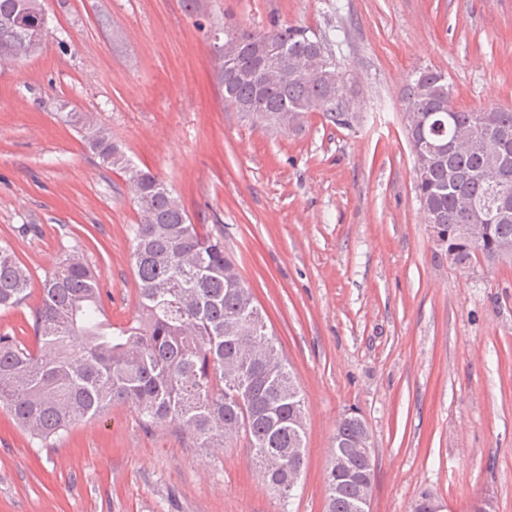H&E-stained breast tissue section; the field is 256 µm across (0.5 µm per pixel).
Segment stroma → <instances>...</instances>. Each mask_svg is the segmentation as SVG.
I'll use <instances>...</instances> for the list:
<instances>
[{
	"mask_svg": "<svg viewBox=\"0 0 512 512\" xmlns=\"http://www.w3.org/2000/svg\"><path fill=\"white\" fill-rule=\"evenodd\" d=\"M41 52L0 65V243L33 277L0 333L34 345L41 284L80 247L115 326L138 314L137 209L70 112L94 114L192 223L223 236L306 400L300 488L282 507L249 448H191L112 407L44 446L0 410V512H325L337 421L375 446L371 512H512V259L449 263L415 192L404 90L436 69L458 108L512 106V0H44ZM327 36L359 118L276 135L226 109L225 21Z\"/></svg>",
	"mask_w": 512,
	"mask_h": 512,
	"instance_id": "1",
	"label": "stroma"
}]
</instances>
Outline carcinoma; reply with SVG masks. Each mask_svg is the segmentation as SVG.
<instances>
[{"mask_svg":"<svg viewBox=\"0 0 512 512\" xmlns=\"http://www.w3.org/2000/svg\"><path fill=\"white\" fill-rule=\"evenodd\" d=\"M34 2L0 0V61L18 62L40 51ZM20 17L27 24L17 28ZM224 30L241 40L238 70L258 67L253 47L271 35L284 48L281 64L288 71L285 79L258 85L236 78L225 69L224 55L216 54L225 107L239 112L258 106L275 123L262 128L280 134L295 131L280 125L292 112L319 111L343 128L354 122L341 76L328 85L294 63L316 56V67L338 70L327 37L276 21L268 29L226 21ZM448 95V81L437 70L421 71L407 84L405 109L424 117L423 127L406 129L410 146L444 144L455 130L468 129L512 162V139L497 138L501 130L512 131V107L449 113ZM68 121L81 131L99 165L127 176L138 214L128 229L138 316L127 326H112L97 268L67 255L42 283V301L34 312L36 348L0 333V408L43 444L115 405L133 409L147 430L173 428L190 448H221L233 429L252 451L265 483L289 501L288 449L306 447V429L293 427L305 416V397L236 259L224 248V237L191 223L167 183L138 167L125 144L92 116L72 112ZM415 190L423 221L437 226L452 264L464 268L479 256L495 263L502 243H512V221L486 218L490 231L478 243L460 232L471 218L458 209L456 197L481 204L487 196L482 153L448 149L434 155L426 175L416 178ZM32 284L29 268L9 245H0V310L21 306ZM230 361L238 367L232 382L225 375ZM366 431L355 417L336 423L333 439L344 443L347 470L326 472L325 512H354L360 476L374 473L375 459L364 461L356 452Z\"/></svg>","mask_w":512,"mask_h":512,"instance_id":"cac0c4a2","label":"carcinoma"}]
</instances>
